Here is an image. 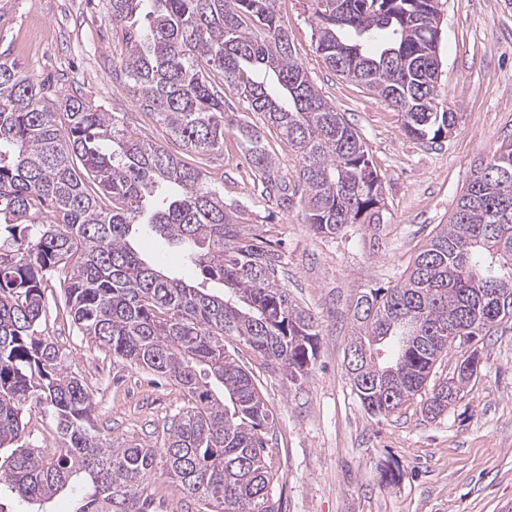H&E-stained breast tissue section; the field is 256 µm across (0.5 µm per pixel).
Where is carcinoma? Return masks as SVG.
<instances>
[{"instance_id":"cac0c4a2","label":"carcinoma","mask_w":512,"mask_h":512,"mask_svg":"<svg viewBox=\"0 0 512 512\" xmlns=\"http://www.w3.org/2000/svg\"><path fill=\"white\" fill-rule=\"evenodd\" d=\"M277 2L109 0L112 77L153 116L163 145L82 94L47 105L44 86L0 56V448H13L0 481L40 505L34 512L74 482L85 493L73 512H147L146 483L158 469L200 512H279L260 375L304 381L321 330L278 283L282 255L246 232L203 169L224 154V90L296 153L314 233L382 224L384 202L363 139L297 60ZM309 2L326 66L401 112L406 136L435 140L456 127L434 79L437 0ZM236 136L262 194L291 207L296 192L275 179L261 129L246 120ZM141 230L176 243L198 277L148 265L132 245ZM57 272L82 335L179 386L184 405L159 441L97 430L78 373L39 338L44 282ZM215 281L221 296L206 288ZM487 288L500 301L481 303ZM511 320L512 143L475 166L404 280L353 301L352 347L362 354L347 366L352 390L374 416L417 398L434 420L478 375L433 383L438 361ZM451 324L466 340H448ZM228 338L257 366L231 357ZM34 404L55 423L51 454L22 441L23 411Z\"/></svg>"}]
</instances>
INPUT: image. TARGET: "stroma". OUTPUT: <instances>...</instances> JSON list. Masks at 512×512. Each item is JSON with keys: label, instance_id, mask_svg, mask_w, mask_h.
<instances>
[{"label": "stroma", "instance_id": "stroma-1", "mask_svg": "<svg viewBox=\"0 0 512 512\" xmlns=\"http://www.w3.org/2000/svg\"><path fill=\"white\" fill-rule=\"evenodd\" d=\"M279 8L298 60L362 137L386 211L383 224L325 237L306 224L301 203L284 210L261 196L234 135L207 167L223 185L225 203L245 210L254 233L280 252L281 283L322 331L303 384L275 375L263 381L274 418L273 497L281 512H512V322L485 338L476 381L434 420L413 406L369 414L344 361L353 299L404 280L419 248L447 223L476 164L512 143V0H440L438 91L458 124L452 135L423 142L404 134L401 112L326 67L307 0H280ZM107 14V0H0V52L45 83L48 98L80 92L160 140L152 116L112 80ZM132 244L165 272L190 277L178 248L147 232ZM63 288L56 277L45 290L44 338L68 353L93 397L98 428L139 443L156 440L182 404L180 389L154 383L81 336ZM388 469L397 471L395 481L383 480ZM147 494L148 512L199 509L162 472L151 477Z\"/></svg>", "mask_w": 512, "mask_h": 512}]
</instances>
